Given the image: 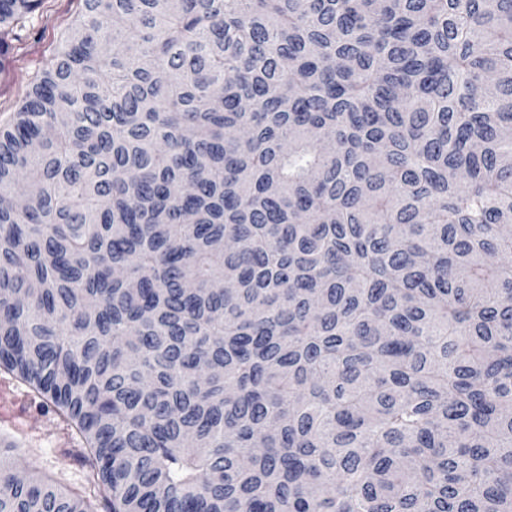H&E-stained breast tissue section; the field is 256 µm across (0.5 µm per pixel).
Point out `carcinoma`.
<instances>
[{"label":"carcinoma","instance_id":"carcinoma-1","mask_svg":"<svg viewBox=\"0 0 512 512\" xmlns=\"http://www.w3.org/2000/svg\"><path fill=\"white\" fill-rule=\"evenodd\" d=\"M83 4L0 122V370L109 512H512V0Z\"/></svg>","mask_w":512,"mask_h":512}]
</instances>
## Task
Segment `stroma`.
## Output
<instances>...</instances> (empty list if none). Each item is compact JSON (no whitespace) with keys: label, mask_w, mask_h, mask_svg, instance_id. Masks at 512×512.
<instances>
[{"label":"stroma","mask_w":512,"mask_h":512,"mask_svg":"<svg viewBox=\"0 0 512 512\" xmlns=\"http://www.w3.org/2000/svg\"><path fill=\"white\" fill-rule=\"evenodd\" d=\"M82 0H41L30 22L14 29L0 53V120L15 112L42 66L62 47ZM0 444L19 473H38L80 493L105 512L107 492L86 460L81 435L45 398L0 371Z\"/></svg>","instance_id":"1"}]
</instances>
